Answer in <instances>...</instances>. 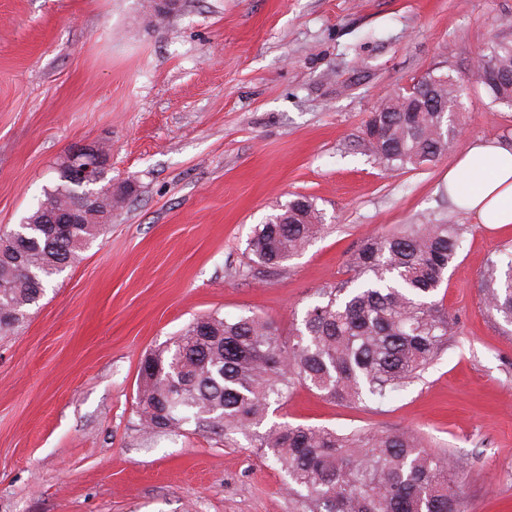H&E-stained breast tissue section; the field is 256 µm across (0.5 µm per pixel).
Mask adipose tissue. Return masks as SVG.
I'll return each instance as SVG.
<instances>
[{
  "label": "adipose tissue",
  "instance_id": "ef3b65f1",
  "mask_svg": "<svg viewBox=\"0 0 512 512\" xmlns=\"http://www.w3.org/2000/svg\"><path fill=\"white\" fill-rule=\"evenodd\" d=\"M448 196L477 223L512 224V145L472 142L448 171Z\"/></svg>",
  "mask_w": 512,
  "mask_h": 512
}]
</instances>
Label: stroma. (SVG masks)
<instances>
[{"mask_svg": "<svg viewBox=\"0 0 512 512\" xmlns=\"http://www.w3.org/2000/svg\"><path fill=\"white\" fill-rule=\"evenodd\" d=\"M0 0V230H12L76 145L112 146L127 200L0 337V512H298L250 437L139 425L141 357L193 318L258 313L282 332L347 278L360 241L402 224L468 225L440 291L458 334L378 408L300 387L270 414L341 431L407 429L448 452L465 512H512V327L485 307L487 229L448 197L475 140L512 143L478 56L512 41V0ZM465 87L462 133L419 169L365 154L381 100L426 75ZM325 230L276 272L251 266L257 224L296 195Z\"/></svg>", "mask_w": 512, "mask_h": 512, "instance_id": "stroma-1", "label": "stroma"}]
</instances>
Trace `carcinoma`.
I'll list each match as a JSON object with an SVG mask.
<instances>
[{"label": "carcinoma", "mask_w": 512, "mask_h": 512, "mask_svg": "<svg viewBox=\"0 0 512 512\" xmlns=\"http://www.w3.org/2000/svg\"><path fill=\"white\" fill-rule=\"evenodd\" d=\"M493 52L512 74V42ZM435 92L452 98L460 85L431 75ZM404 102H381L383 134L363 138L366 151L394 169L437 161L454 131L451 113L410 112ZM87 185L57 168L52 187L24 218L0 236V335L22 326L53 277L73 267L105 230L99 223L125 200L106 197L83 224H51L47 209L67 212L90 204ZM324 231L314 201L298 195L253 231L252 263L281 269ZM463 224H404L362 240L350 257V277L323 288L299 327L287 337L261 315L194 318L165 347L139 363L137 407L149 433L192 425L224 437L250 434L254 447L280 465L299 512H465L451 458L423 449L412 431H337L274 423L257 431L298 386L330 401L383 405L421 379L456 335V322L438 291L456 260ZM489 312L512 325V259L489 260L482 275Z\"/></svg>", "instance_id": "1"}]
</instances>
